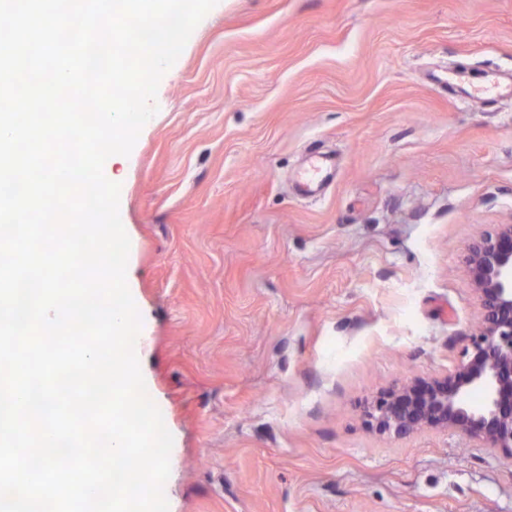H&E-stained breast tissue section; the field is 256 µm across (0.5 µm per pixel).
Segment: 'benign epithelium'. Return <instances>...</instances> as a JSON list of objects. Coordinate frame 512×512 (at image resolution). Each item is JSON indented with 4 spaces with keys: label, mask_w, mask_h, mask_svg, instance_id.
Segmentation results:
<instances>
[{
    "label": "benign epithelium",
    "mask_w": 512,
    "mask_h": 512,
    "mask_svg": "<svg viewBox=\"0 0 512 512\" xmlns=\"http://www.w3.org/2000/svg\"><path fill=\"white\" fill-rule=\"evenodd\" d=\"M465 264L481 320L463 359L445 377L415 378L373 399L367 424L406 437L453 430L512 458V224H499L469 244ZM481 395L477 405L471 402Z\"/></svg>",
    "instance_id": "benign-epithelium-1"
}]
</instances>
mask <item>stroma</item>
<instances>
[{
  "mask_svg": "<svg viewBox=\"0 0 512 512\" xmlns=\"http://www.w3.org/2000/svg\"><path fill=\"white\" fill-rule=\"evenodd\" d=\"M156 104L104 171L169 512H512V459L364 417L478 324L467 247L512 224V0H218Z\"/></svg>",
  "mask_w": 512,
  "mask_h": 512,
  "instance_id": "1",
  "label": "stroma"
}]
</instances>
